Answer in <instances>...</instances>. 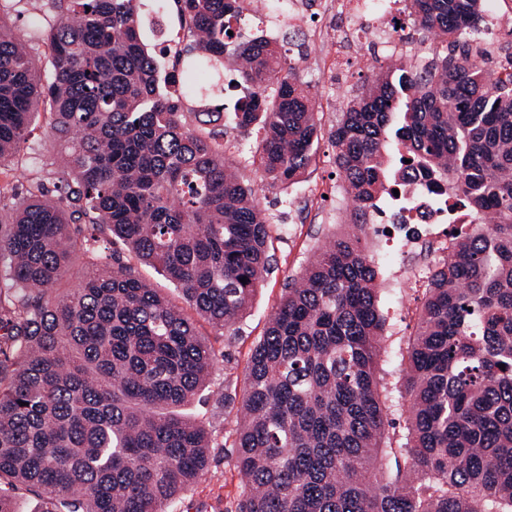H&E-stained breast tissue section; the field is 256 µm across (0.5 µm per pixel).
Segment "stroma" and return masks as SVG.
<instances>
[{"label":"stroma","mask_w":512,"mask_h":512,"mask_svg":"<svg viewBox=\"0 0 512 512\" xmlns=\"http://www.w3.org/2000/svg\"><path fill=\"white\" fill-rule=\"evenodd\" d=\"M318 20L319 34L309 40L298 60L297 75L308 86L315 108L321 111L322 128L327 132L336 124L340 112L346 111L381 70L408 62L422 63L431 50L446 46L443 37H434L429 46L415 47L413 55L399 52L381 59L375 50L362 49L364 67L344 92H337L326 74L330 62L332 39L343 23L335 8L323 4ZM50 19L47 0H0V21L29 47V61L36 75L48 74L51 56L46 43L36 32ZM228 141L234 142L227 151L229 162L242 167L252 181L258 182L262 206L273 223V269L256 291L249 312L239 323L235 338L228 339L208 323H200L199 330L207 338L215 355L211 381L201 399L186 408L191 417L209 424L214 438L207 472L186 488L173 512H235L242 496L244 480L235 464L232 446L235 429L242 416V390L250 353L261 338L270 317L279 307L285 290L300 276L307 263L333 237L350 233V222H335L336 204L347 201L335 163L334 148L327 135L315 146V155L307 173L296 182L270 187L260 182V175L246 160L245 147L255 142V135H243L228 130ZM30 149L19 157L0 163V185L24 191L29 181L38 177L45 161L58 146L48 133L47 118H40L30 141ZM331 196L320 199L322 190ZM387 270L378 275V304L386 323L383 331L378 375L384 389V401L389 419L396 429H403L409 403L404 393L407 346L418 318L423 290L397 293L389 288ZM230 387L232 398L218 403L216 395L223 387Z\"/></svg>","instance_id":"obj_1"}]
</instances>
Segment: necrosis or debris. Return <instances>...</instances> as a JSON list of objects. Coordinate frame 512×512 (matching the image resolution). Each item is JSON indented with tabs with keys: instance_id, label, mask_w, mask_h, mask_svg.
Masks as SVG:
<instances>
[{
	"instance_id": "obj_1",
	"label": "necrosis or debris",
	"mask_w": 512,
	"mask_h": 512,
	"mask_svg": "<svg viewBox=\"0 0 512 512\" xmlns=\"http://www.w3.org/2000/svg\"><path fill=\"white\" fill-rule=\"evenodd\" d=\"M408 0H343L347 17L344 36L336 40V88L344 90L358 70L351 51L358 46L394 51L407 38L400 21L406 20ZM314 0H288L287 12L252 19L237 15L230 21L233 30L252 28L266 32L277 26L299 30L315 9ZM401 205L387 211L378 207L368 211V232L382 242L379 259L392 270L394 287L421 288L430 281V257L449 254V225L459 227L478 223L468 206L449 197L446 185H435L423 177L398 183Z\"/></svg>"
}]
</instances>
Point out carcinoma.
Listing matches in <instances>:
<instances>
[{
  "label": "carcinoma",
  "instance_id": "cac0c4a2",
  "mask_svg": "<svg viewBox=\"0 0 512 512\" xmlns=\"http://www.w3.org/2000/svg\"><path fill=\"white\" fill-rule=\"evenodd\" d=\"M190 42L163 91L140 0H50L52 74L0 31V161L44 107L64 158L0 217V512H165L208 469L212 435L181 408L213 352L196 321L105 242L163 272L234 336L271 269V218L224 157V68L244 94L234 128L263 129L248 162L293 183L322 132L284 45L228 35L242 0H172ZM422 37L450 46L380 72L330 131L357 232L333 239L287 289L251 351L234 443L238 512H512V82L470 62L478 0H410ZM411 163H405V160ZM411 170L448 183L481 219L455 237L409 340L406 444L385 447L377 377L383 315L362 239L367 210ZM81 263L85 279L61 283ZM246 282H240V279ZM505 368H500V365Z\"/></svg>",
  "mask_w": 512,
  "mask_h": 512
}]
</instances>
